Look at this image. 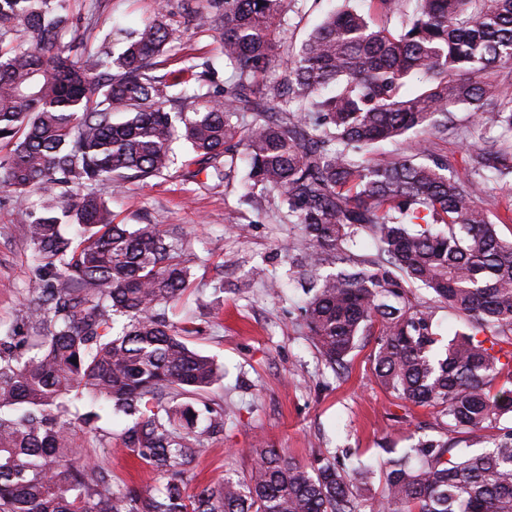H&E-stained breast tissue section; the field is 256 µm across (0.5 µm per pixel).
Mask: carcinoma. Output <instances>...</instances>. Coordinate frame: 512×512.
I'll return each mask as SVG.
<instances>
[{
  "label": "carcinoma",
  "instance_id": "obj_1",
  "mask_svg": "<svg viewBox=\"0 0 512 512\" xmlns=\"http://www.w3.org/2000/svg\"><path fill=\"white\" fill-rule=\"evenodd\" d=\"M376 2L385 23L344 0L292 53L275 39L290 0H208L191 22L219 34L232 83L174 95L157 74L181 37L165 6L114 60L110 33L94 52L64 48L66 0H0V143L11 145L0 185L43 273L28 349L0 336V512H512V426L501 424L512 390L495 389L512 367V242L475 204L512 177V0ZM284 55V76L267 78ZM412 77L418 88L402 94ZM461 106L480 131L465 182L425 160L426 134L447 135ZM245 112L257 116L243 126ZM179 138L191 147L182 163ZM401 138L405 154L371 163L379 142ZM240 160L244 197L280 193L306 242L288 262L321 358L343 371L362 337H376L378 385L441 420V435L383 460L377 494L369 468L278 448L261 449L246 475L184 494L187 466L224 414L200 428L182 398L208 392L220 368L189 346L196 327L167 316L190 285L182 240L115 222L99 186L179 163L226 179ZM365 235L373 255L355 253ZM438 303L463 324L442 347ZM83 393L134 418L121 441L160 479L155 493L114 488L76 461L75 424L92 431L101 419L71 410ZM485 430L482 450L446 438Z\"/></svg>",
  "mask_w": 512,
  "mask_h": 512
}]
</instances>
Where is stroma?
Returning a JSON list of instances; mask_svg holds the SVG:
<instances>
[{
  "label": "stroma",
  "instance_id": "35a3bbf8",
  "mask_svg": "<svg viewBox=\"0 0 512 512\" xmlns=\"http://www.w3.org/2000/svg\"><path fill=\"white\" fill-rule=\"evenodd\" d=\"M183 32L165 55L163 72L184 80L192 65L211 61L214 75L204 89L221 90L231 81L216 33L188 21V9L207 0H67L78 24L75 35L94 50L113 33V53L126 36L151 19L159 4ZM339 0H296L280 28V38L296 48ZM455 130L434 137L429 147L458 179L469 176L468 148L477 138L466 110L454 112ZM103 196L117 222L155 224L177 230L186 243L184 258L191 285L168 308L177 324L191 321L199 332L189 343L213 357L224 374L209 399L224 409V429L208 438L186 482L194 493L200 482L225 474H243L258 448H278L308 461L315 455L336 459L350 469L382 459V442L405 449L418 439L438 435L432 409L403 403L386 394L370 371L374 337H364L351 354L347 371L327 367L300 322L305 296L285 260L286 249H301L299 231L290 224L276 196L242 195L239 175L229 181L185 176L176 168L167 176L107 186ZM262 268L265 279L252 276ZM281 282L280 292L266 278ZM39 294L36 264L18 223L10 192L0 188V335L29 332L27 307ZM126 419L103 417L96 431L75 426L73 446L82 459L104 467L113 486L153 493L157 482L149 467L123 448L119 436Z\"/></svg>",
  "mask_w": 512,
  "mask_h": 512
}]
</instances>
